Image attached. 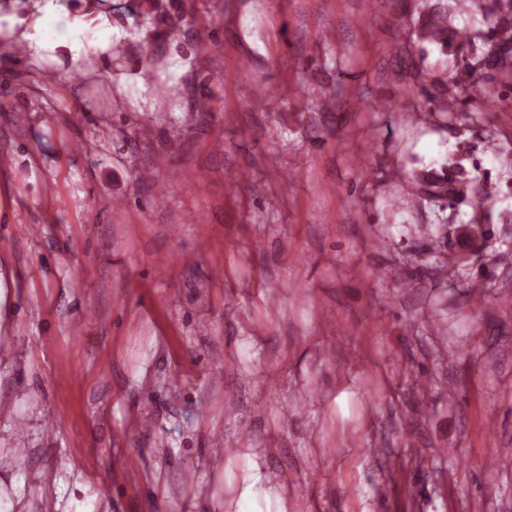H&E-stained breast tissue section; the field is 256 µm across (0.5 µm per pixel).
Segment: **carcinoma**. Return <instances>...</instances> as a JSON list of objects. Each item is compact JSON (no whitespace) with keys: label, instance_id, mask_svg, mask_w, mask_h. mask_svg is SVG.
I'll return each mask as SVG.
<instances>
[{"label":"carcinoma","instance_id":"carcinoma-1","mask_svg":"<svg viewBox=\"0 0 512 512\" xmlns=\"http://www.w3.org/2000/svg\"><path fill=\"white\" fill-rule=\"evenodd\" d=\"M135 21L141 25L157 19L162 13L160 0H127ZM465 13L470 28H457L451 24L452 16ZM480 24L490 32L498 34V40L479 58L465 60L454 74H438L417 65L414 55L424 44L435 45L443 52H458L469 41L471 28ZM404 49L397 52L400 70L405 72L408 82L405 91L417 101L414 120L430 125L440 121H461L472 112H483L490 102L486 87L488 72H507L502 65L503 56L512 54V0H421L418 17H408ZM340 88L323 94L321 111L340 112ZM453 165L462 174L460 182L473 193L482 207L491 198L488 185L473 186L474 178L468 176L461 159ZM396 177L410 184L421 200L430 204L443 201L455 189L448 187V178L427 168L396 171Z\"/></svg>","mask_w":512,"mask_h":512}]
</instances>
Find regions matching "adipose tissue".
Masks as SVG:
<instances>
[{
  "instance_id": "1",
  "label": "adipose tissue",
  "mask_w": 512,
  "mask_h": 512,
  "mask_svg": "<svg viewBox=\"0 0 512 512\" xmlns=\"http://www.w3.org/2000/svg\"><path fill=\"white\" fill-rule=\"evenodd\" d=\"M9 36L22 40L33 62L56 59L64 54L77 62L106 53L112 46V27L100 14L71 11L46 0L37 16L12 17L8 20ZM239 494L235 512H252L257 498L279 499L280 494L256 457H249L239 475Z\"/></svg>"
}]
</instances>
